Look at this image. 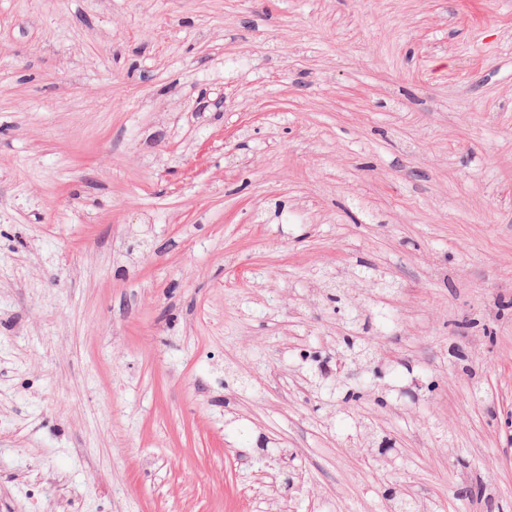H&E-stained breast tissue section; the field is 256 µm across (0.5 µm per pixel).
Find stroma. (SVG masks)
Instances as JSON below:
<instances>
[{
	"label": "stroma",
	"instance_id": "stroma-1",
	"mask_svg": "<svg viewBox=\"0 0 512 512\" xmlns=\"http://www.w3.org/2000/svg\"><path fill=\"white\" fill-rule=\"evenodd\" d=\"M393 483L512 512V0H0V512Z\"/></svg>",
	"mask_w": 512,
	"mask_h": 512
}]
</instances>
